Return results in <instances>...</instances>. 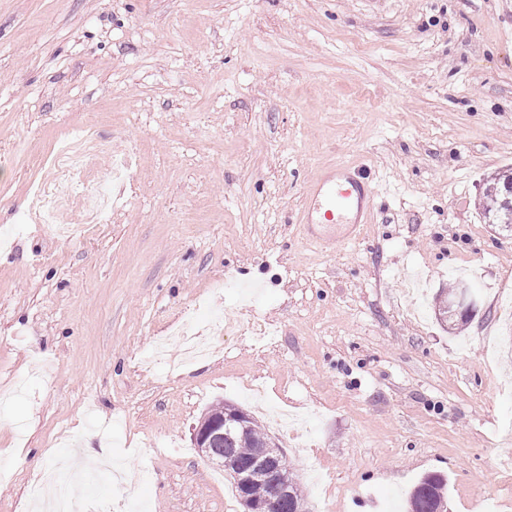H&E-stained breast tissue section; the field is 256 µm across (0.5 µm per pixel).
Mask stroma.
<instances>
[{"label": "stroma", "mask_w": 512, "mask_h": 512, "mask_svg": "<svg viewBox=\"0 0 512 512\" xmlns=\"http://www.w3.org/2000/svg\"><path fill=\"white\" fill-rule=\"evenodd\" d=\"M512 0H0V512L83 437L125 461L72 474L104 512H245L191 441L219 402L284 452L305 512H406L431 472L448 512H512V234L477 200L512 165ZM128 159L112 215L28 221L51 167ZM371 170L359 238L326 249L306 190ZM470 272L461 329L434 296ZM211 358L143 365L190 309ZM266 337H258L254 324Z\"/></svg>", "instance_id": "obj_1"}]
</instances>
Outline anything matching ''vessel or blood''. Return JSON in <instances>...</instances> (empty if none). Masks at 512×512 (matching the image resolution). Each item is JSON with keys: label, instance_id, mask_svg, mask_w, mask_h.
Masks as SVG:
<instances>
[{"label": "vessel or blood", "instance_id": "b4317fda", "mask_svg": "<svg viewBox=\"0 0 512 512\" xmlns=\"http://www.w3.org/2000/svg\"><path fill=\"white\" fill-rule=\"evenodd\" d=\"M370 175L347 165H338L312 183L306 194L303 221L344 228L354 239L371 205Z\"/></svg>", "mask_w": 512, "mask_h": 512}]
</instances>
